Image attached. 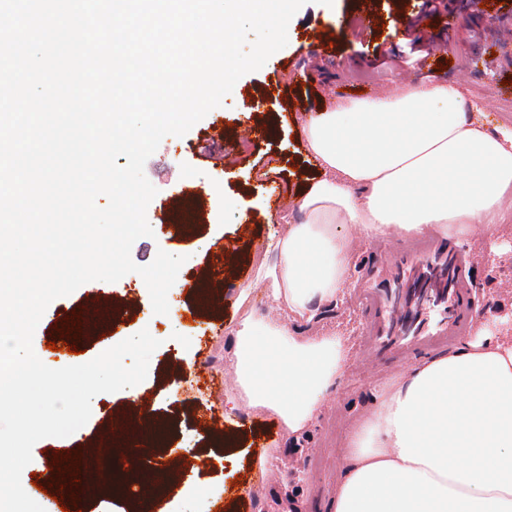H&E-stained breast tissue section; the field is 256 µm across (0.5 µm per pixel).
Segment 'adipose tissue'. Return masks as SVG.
<instances>
[{
    "label": "adipose tissue",
    "mask_w": 512,
    "mask_h": 512,
    "mask_svg": "<svg viewBox=\"0 0 512 512\" xmlns=\"http://www.w3.org/2000/svg\"><path fill=\"white\" fill-rule=\"evenodd\" d=\"M318 173L258 244L273 316L234 333L233 405L276 420L284 440L312 428L349 363L325 328L354 273L358 235L481 231L512 221V129L474 122L458 85L338 99L303 124ZM334 512H512V314L419 359L354 430Z\"/></svg>",
    "instance_id": "ef3b65f1"
}]
</instances>
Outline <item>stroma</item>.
I'll return each instance as SVG.
<instances>
[{"instance_id":"obj_1","label":"stroma","mask_w":512,"mask_h":512,"mask_svg":"<svg viewBox=\"0 0 512 512\" xmlns=\"http://www.w3.org/2000/svg\"><path fill=\"white\" fill-rule=\"evenodd\" d=\"M426 0H333L332 5L309 0L295 15L287 45L273 54L258 71L242 76L221 106L211 110L184 136L164 138L145 164V175L157 194L147 209L153 234L136 240L131 256L139 265L153 261L158 251L184 257L168 293L169 312L155 314L147 288L135 273L109 284L113 297L137 295V307L123 310L111 333L101 334L82 348L77 359L86 363L103 351L149 330L160 347L152 354L148 375L135 389L100 394L92 400V414L73 436L76 443L94 441L118 410L130 405L134 394H149L155 415L172 428L165 447H147L143 456L160 460L189 448L200 458L198 469L181 473L163 494L145 500L128 499L103 489L87 501V512H329L336 477L347 453L337 447V433H350L358 417L372 409L399 365L374 363L364 344L365 316L354 292L329 312L325 323L350 338L347 371L330 396L309 435L297 444L284 442L278 425L248 409H230L224 393L234 386L229 354L239 319L235 300L248 289V304L255 317L269 315L272 299L256 285L255 246L279 228L280 213L267 202V190L279 185L288 195L297 194L316 171L302 134L303 119L331 100L344 96L372 97L377 91L403 88L430 77L459 84L474 120L487 129L512 122V0H444L439 13L428 14ZM341 18L344 29L334 48L317 47L314 29L324 18ZM430 44L439 37L447 49L429 66L423 54L411 47L413 38ZM250 102L252 114L241 110ZM272 126L273 135L255 143L212 142L213 128L240 126L246 119ZM238 157L233 169L224 166L225 151ZM180 167L189 181L201 188H225L231 209L209 206L194 234L172 242L159 220L169 186L166 175ZM244 203L249 225H241L235 209ZM227 250L224 281L218 288L222 309L195 312L188 282L204 269L214 247ZM464 247L485 254L474 277L480 295L492 305L482 321L512 313V236L502 237L498 248L471 238ZM223 378V389L209 384L210 376ZM214 410L220 427L201 432L196 417ZM266 445L265 467L254 461V448ZM262 480L260 491L240 497L236 478ZM225 491L216 498L206 491Z\"/></svg>"}]
</instances>
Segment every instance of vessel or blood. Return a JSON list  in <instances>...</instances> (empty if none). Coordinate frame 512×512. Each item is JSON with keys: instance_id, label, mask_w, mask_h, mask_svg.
Segmentation results:
<instances>
[{"instance_id": "vessel-or-blood-1", "label": "vessel or blood", "mask_w": 512, "mask_h": 512, "mask_svg": "<svg viewBox=\"0 0 512 512\" xmlns=\"http://www.w3.org/2000/svg\"><path fill=\"white\" fill-rule=\"evenodd\" d=\"M206 208L202 190L172 173L169 196L162 220L172 229L173 239H184L199 224ZM224 274V252L216 250L209 263V277L194 283L198 307L222 305L221 297L210 290L209 278ZM473 282L468 259L455 245L432 238L411 248L397 250L389 258L368 267L358 285L359 300L366 313L365 341L380 360H404L412 351L430 348L468 331L476 315L472 303ZM79 320L57 321L66 350L60 351L61 362L72 359L71 347L82 346L103 329H111L112 295L99 288L84 291ZM149 395H142L125 414L116 416L107 427L109 441L126 445L145 438L160 439L166 425L160 419H140V411L149 410ZM68 460L59 461L56 470L41 479L51 494L63 497L68 512H78L90 496L84 482L72 481L75 473L84 472L92 454L88 448H69ZM193 455L179 454L162 465L145 469L136 481L137 495H145L156 485L167 483L176 470L195 467Z\"/></svg>"}]
</instances>
